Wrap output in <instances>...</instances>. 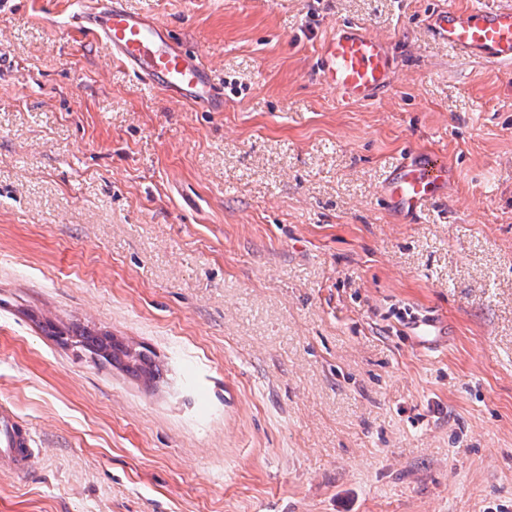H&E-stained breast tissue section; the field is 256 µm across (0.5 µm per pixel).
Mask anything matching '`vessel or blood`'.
I'll return each mask as SVG.
<instances>
[{
    "label": "vessel or blood",
    "instance_id": "b4317fda",
    "mask_svg": "<svg viewBox=\"0 0 512 512\" xmlns=\"http://www.w3.org/2000/svg\"><path fill=\"white\" fill-rule=\"evenodd\" d=\"M432 33L463 54L512 64V4L489 9H435L428 20ZM67 29L95 37L113 60L167 97L207 112L224 109V98L212 84L197 53L184 46L167 26L124 0H97L94 8L70 16ZM394 56L387 41L367 28L344 24L321 44L317 75L338 99L368 102L391 86ZM453 181L451 169L426 152L405 155L386 175L381 200L398 216L412 217L430 201L443 198ZM419 342L447 335L448 322L439 313L415 323ZM39 455L32 428L7 405H0V468L28 473Z\"/></svg>",
    "mask_w": 512,
    "mask_h": 512
}]
</instances>
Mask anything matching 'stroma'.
Instances as JSON below:
<instances>
[{"instance_id":"obj_1","label":"stroma","mask_w":512,"mask_h":512,"mask_svg":"<svg viewBox=\"0 0 512 512\" xmlns=\"http://www.w3.org/2000/svg\"><path fill=\"white\" fill-rule=\"evenodd\" d=\"M442 2L126 0L212 70L200 112L58 39L95 0H0V401L40 448L0 512H512V69L435 39ZM348 22L396 58L378 100L314 77ZM411 151L455 180L398 220ZM416 335L419 343L430 344L441 336L448 335V321L439 313L423 315L415 322ZM59 335H69L75 339L73 342L81 350L88 352L95 360H105L110 364L120 365L127 372L133 375H144L149 379H155L159 370L153 368V363L139 350L132 349L113 340L107 336H97L87 330H75L70 332H58Z\"/></svg>"}]
</instances>
